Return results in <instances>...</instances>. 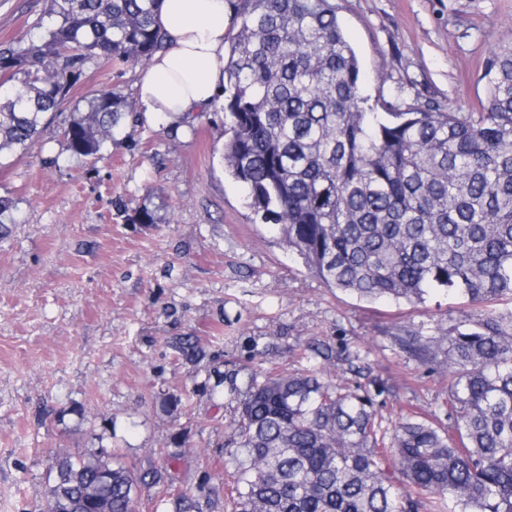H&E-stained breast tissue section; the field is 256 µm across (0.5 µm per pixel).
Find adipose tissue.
Masks as SVG:
<instances>
[{"label":"adipose tissue","instance_id":"1","mask_svg":"<svg viewBox=\"0 0 512 512\" xmlns=\"http://www.w3.org/2000/svg\"><path fill=\"white\" fill-rule=\"evenodd\" d=\"M228 0H161L166 47L156 52L136 83L144 118L181 123L224 97Z\"/></svg>","mask_w":512,"mask_h":512}]
</instances>
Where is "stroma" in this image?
I'll return each mask as SVG.
<instances>
[{
  "instance_id": "stroma-1",
  "label": "stroma",
  "mask_w": 512,
  "mask_h": 512,
  "mask_svg": "<svg viewBox=\"0 0 512 512\" xmlns=\"http://www.w3.org/2000/svg\"><path fill=\"white\" fill-rule=\"evenodd\" d=\"M370 99L477 112L485 67L512 43V0H334ZM48 0H0V47L38 38ZM137 62L89 64L129 114L101 155L67 148L66 111L0 167L13 202L0 240V512H40L58 453L104 447L143 475L135 512H233L229 422L251 382L321 372L369 393L381 431L448 424L458 295L366 301L327 287L249 208L225 170L224 109L174 128L143 121ZM154 224H139L141 210ZM409 330L424 362L395 341ZM193 337L199 357L176 344Z\"/></svg>"
}]
</instances>
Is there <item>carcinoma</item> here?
I'll return each mask as SVG.
<instances>
[{
  "instance_id": "cac0c4a2",
  "label": "carcinoma",
  "mask_w": 512,
  "mask_h": 512,
  "mask_svg": "<svg viewBox=\"0 0 512 512\" xmlns=\"http://www.w3.org/2000/svg\"><path fill=\"white\" fill-rule=\"evenodd\" d=\"M224 65V162L249 205L330 288L422 303L512 297V45L494 52L484 112L378 100L331 0H236ZM159 0H50L53 24L0 48V161L26 154L95 59L162 48ZM128 105L103 90L68 115L79 157ZM448 428L407 418L378 436L372 399L317 373L252 385L230 423L236 512H512V313L448 329ZM114 454L60 453L42 512H132L141 479Z\"/></svg>"
}]
</instances>
